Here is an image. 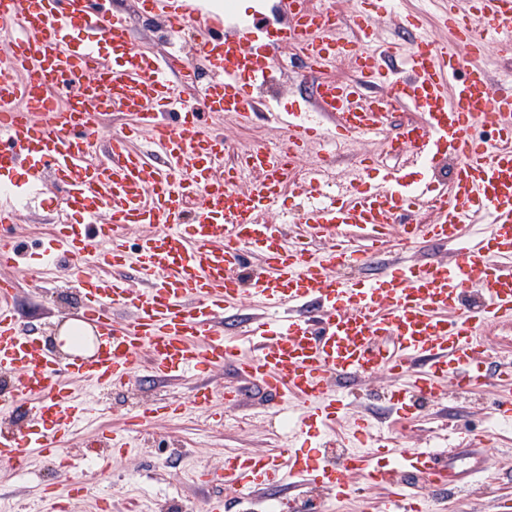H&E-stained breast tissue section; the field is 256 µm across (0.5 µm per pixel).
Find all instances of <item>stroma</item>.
<instances>
[{
    "mask_svg": "<svg viewBox=\"0 0 512 512\" xmlns=\"http://www.w3.org/2000/svg\"><path fill=\"white\" fill-rule=\"evenodd\" d=\"M49 188L22 218L24 237L33 250L19 268L0 270V276L17 284L15 310L22 328L49 341L65 320L79 314L75 280L82 264L72 261L64 277L50 282L39 279L37 249L46 242L51 220L63 202L57 196L56 177H49ZM387 377L377 376L361 385L360 405L336 426V441L366 452H374L376 439L394 440L407 447L436 442L449 427L480 435L493 420L498 390L487 383L473 395H451L446 405L427 401L414 423L408 424L388 414L382 391ZM143 404L166 399L182 404L177 417L161 418L141 424L132 421L134 404L125 392H105L100 396L104 407L100 417L81 425L65 450L77 457L94 456V442L99 436L124 432L129 446L112 458L110 469L87 464L78 474L81 491L70 501L76 512H152L158 499H175L177 512H204L205 501L223 495L227 512H249V503L241 494L197 480V473L223 463L230 455L277 452L286 433L281 416L261 412L257 402L248 401L238 408L225 407L222 397H215L211 411L195 409L191 403L194 379L164 385L143 378L139 381ZM153 440V447H143V440ZM490 472L494 482L489 492L472 496L469 492L453 495L452 508L435 501L433 512H490L497 499H512V432H499L489 451ZM55 479L53 461L36 458L25 471L0 463V512H17L28 506L42 488Z\"/></svg>",
    "mask_w": 512,
    "mask_h": 512,
    "instance_id": "obj_1",
    "label": "stroma"
}]
</instances>
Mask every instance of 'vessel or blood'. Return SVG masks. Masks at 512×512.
Masks as SVG:
<instances>
[{
  "mask_svg": "<svg viewBox=\"0 0 512 512\" xmlns=\"http://www.w3.org/2000/svg\"><path fill=\"white\" fill-rule=\"evenodd\" d=\"M433 2L446 9L451 42L419 25L409 39L381 42L374 0H356L350 37L341 11L302 10L299 0L237 17L207 12L201 0H137L140 14L195 33L188 64L139 46L111 0H0V32L12 37L0 56V174L20 173L25 187L0 183V266L22 265L17 214L58 175L68 213L53 224L39 271L76 258L90 267L76 286L95 335L92 354L58 364L3 307L15 285L0 279V373L17 383L0 415L21 420L0 432L1 463L57 456L74 486L65 436L96 412L91 392L129 386L141 366L163 381L232 366L225 404H240L254 386L272 411L301 401L297 433L318 439L349 415L365 377L390 378L389 409L400 416L423 398L478 392L487 356L476 341L512 323V82L492 85L477 58L512 53V0ZM288 43L304 60L312 110L275 113L286 147L258 145L226 161L216 121L245 126L267 110L257 91L274 83ZM346 55L355 78H326ZM196 64L208 81L187 105L182 88ZM401 108L420 118L392 129ZM114 112L134 126L101 140L100 121ZM478 126L495 138L474 136ZM135 134L147 151L131 147ZM355 136L381 137L390 162L379 178L367 176L368 155L337 179L326 145ZM406 166L430 175L405 180ZM287 193L305 203L299 224L269 222ZM474 224L483 232L465 235ZM133 226L149 232L131 251ZM439 243L451 253L425 259ZM372 263L376 276L343 274ZM244 306L253 321L245 344L219 322ZM488 442L396 445L382 465L353 449L289 444L225 457L209 476L253 499L286 484L288 498L265 500L264 512H296L313 488L349 499L355 476L382 490L376 512H427L431 496L487 473Z\"/></svg>",
  "mask_w": 512,
  "mask_h": 512,
  "instance_id": "b4317fda",
  "label": "vessel or blood"
}]
</instances>
